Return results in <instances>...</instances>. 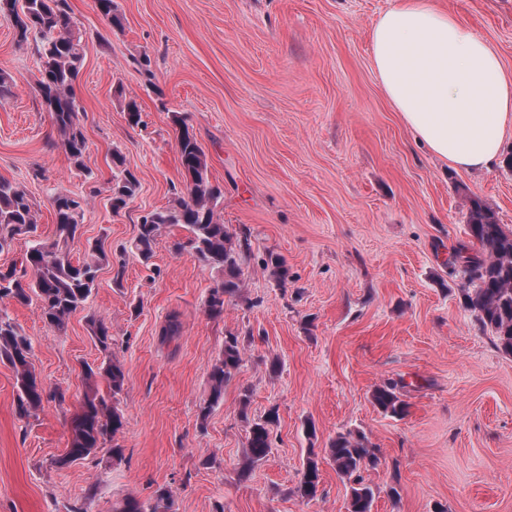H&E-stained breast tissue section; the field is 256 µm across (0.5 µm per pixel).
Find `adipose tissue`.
Segmentation results:
<instances>
[{
    "label": "adipose tissue",
    "instance_id": "1",
    "mask_svg": "<svg viewBox=\"0 0 512 512\" xmlns=\"http://www.w3.org/2000/svg\"><path fill=\"white\" fill-rule=\"evenodd\" d=\"M371 41L378 79L414 135L453 170L491 169L512 127V73L496 52L431 0H401Z\"/></svg>",
    "mask_w": 512,
    "mask_h": 512
}]
</instances>
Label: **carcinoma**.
<instances>
[{
    "label": "carcinoma",
    "mask_w": 512,
    "mask_h": 512,
    "mask_svg": "<svg viewBox=\"0 0 512 512\" xmlns=\"http://www.w3.org/2000/svg\"><path fill=\"white\" fill-rule=\"evenodd\" d=\"M95 7L109 25H120L114 0H95ZM0 14L12 21L17 42L34 43L39 67L36 90L57 132L55 146L62 148L76 167H82L87 140L75 85L84 60V46L70 0H0ZM175 123L180 164L183 172L193 179L185 183L184 192L171 205L153 211L152 221L141 220L130 252L147 263L153 257L162 228L183 226L188 235L175 240L173 249L191 252L204 267L218 274L216 286L210 289L206 311L210 317L220 318L224 315L225 299L237 296L241 288V244L218 215L223 192L210 180L206 154L190 127L179 118ZM138 186L135 174L125 167L124 156L118 150L113 151L109 186L112 212L124 209ZM88 203V198L68 190L52 194L49 204L55 217L53 238L34 241L21 258L20 266L0 268V301L7 299L20 305L37 303L42 319L58 332L64 331L71 314L85 305L95 288L101 265L116 267L117 280L125 268V254L114 261L101 244L89 248L90 259L73 262L71 248L79 241L84 207ZM468 203L470 244L459 245L452 254V264L462 266V277L467 284L462 292L463 303L474 314L480 328L493 337L497 347L512 355V230L499 224L496 212L480 197L471 194ZM38 212L25 190L0 179V251L15 236L37 231ZM265 267L277 281L288 280V267L279 255L269 254ZM88 322L103 359L95 367L83 365L85 390L72 422L67 451L51 461L57 469L84 460L106 445L112 459L119 461L123 456L116 436L123 428L120 398L125 385L124 368L112 355V333L106 322L95 314L88 316ZM180 331L181 322L173 313L161 328V341H172ZM242 362L239 338L225 337L224 349L210 369V393L200 405L201 419H206L224 399V386ZM0 363L14 372L16 411L20 417L36 414L49 399L65 401L66 390L62 387L46 388L32 362L31 341L2 309ZM372 400L382 412L393 417L401 418L406 413V403L394 381L376 386ZM276 422L277 414L271 410L250 424L249 462L266 457L272 444L271 429ZM328 458L349 484V512H372L375 492L365 473L381 464L380 449L370 445L363 435L339 433L330 442ZM319 483L320 458L310 448L296 492L302 498L313 499ZM173 505L172 492L160 488L153 502L146 504L134 496H126L112 504V512H172Z\"/></svg>",
    "instance_id": "1"
}]
</instances>
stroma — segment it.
I'll return each mask as SVG.
<instances>
[{"label": "stroma", "instance_id": "1", "mask_svg": "<svg viewBox=\"0 0 512 512\" xmlns=\"http://www.w3.org/2000/svg\"><path fill=\"white\" fill-rule=\"evenodd\" d=\"M394 2L116 0L122 24L111 27L93 0H70L85 48L75 87L88 145L80 169L51 146L37 56L0 16V70L15 82L0 101V178L40 206L36 236H16L0 267L33 238H52L48 199L59 189L98 191L74 260L95 242L120 254L142 216L184 185L178 117L224 189L225 224L248 237L243 291L217 319L205 310L215 273L172 249L187 234L180 226L163 230L150 264L127 255L119 279L101 267L65 332L49 328L36 305L7 303L37 373L67 395L19 418L14 373L0 364V512H69L81 501L88 512H112L117 499L147 501L161 487L175 512H348V487L330 462L320 466L315 499L295 492L308 449L324 452L347 431L381 450L369 474L372 512H512V355L464 308L463 280L448 264L469 240L466 195L512 229V168L457 172L416 142L371 61L372 27ZM433 3L512 73V0ZM143 55L146 71L135 64ZM130 99L140 124L128 120ZM116 150L140 182L117 214L104 195ZM271 252L288 266L286 283L264 268ZM92 313L105 319L125 369L123 457L104 448L57 470L51 461L68 447L85 389L82 366L101 360ZM172 313L181 335L163 345L159 331ZM229 334L243 363L203 420L209 370ZM387 380L401 387L403 417L372 401ZM271 410L272 447L248 464V424Z\"/></svg>", "mask_w": 512, "mask_h": 512}]
</instances>
